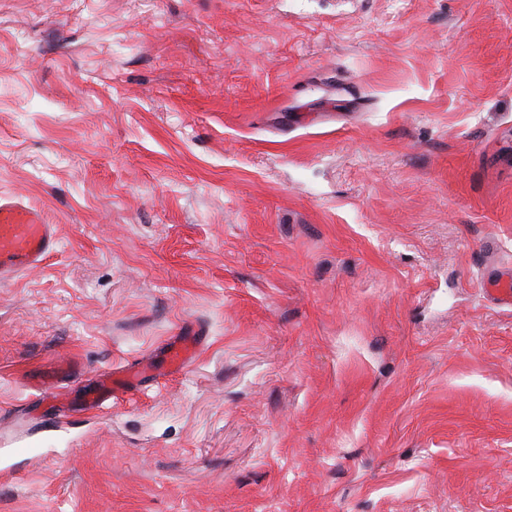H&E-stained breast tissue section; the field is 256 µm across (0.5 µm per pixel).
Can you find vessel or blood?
I'll use <instances>...</instances> for the list:
<instances>
[{
	"mask_svg": "<svg viewBox=\"0 0 512 512\" xmlns=\"http://www.w3.org/2000/svg\"><path fill=\"white\" fill-rule=\"evenodd\" d=\"M58 243L55 225L45 223L38 211L22 202L0 201V281L40 268ZM138 373L124 370L113 373L108 385L92 399L93 409L131 391Z\"/></svg>",
	"mask_w": 512,
	"mask_h": 512,
	"instance_id": "b4317fda",
	"label": "vessel or blood"
}]
</instances>
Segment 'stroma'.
Masks as SVG:
<instances>
[{
	"label": "stroma",
	"instance_id": "1",
	"mask_svg": "<svg viewBox=\"0 0 512 512\" xmlns=\"http://www.w3.org/2000/svg\"><path fill=\"white\" fill-rule=\"evenodd\" d=\"M0 196V512H512V0H0ZM58 243L56 227L21 201L0 200V281L40 268ZM139 374L140 371L129 369L121 372H113L112 375H106L105 378L109 379L110 382L106 385L105 380L102 381L103 388L92 398L91 409H102L103 405L111 400L112 397L118 398L131 391Z\"/></svg>",
	"mask_w": 512,
	"mask_h": 512
}]
</instances>
